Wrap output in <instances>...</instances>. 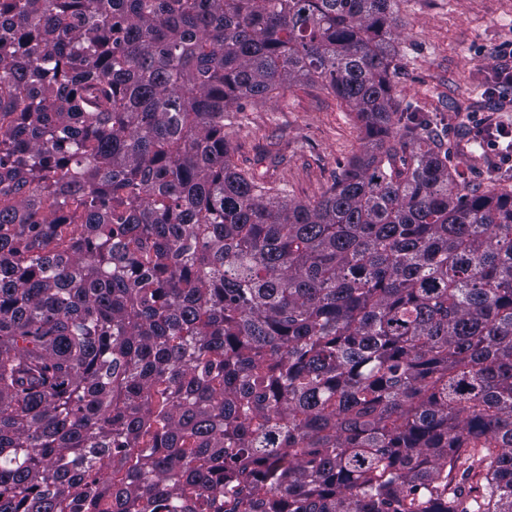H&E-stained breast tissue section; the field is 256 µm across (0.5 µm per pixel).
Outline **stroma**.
I'll return each instance as SVG.
<instances>
[{"label": "stroma", "instance_id": "stroma-1", "mask_svg": "<svg viewBox=\"0 0 512 512\" xmlns=\"http://www.w3.org/2000/svg\"><path fill=\"white\" fill-rule=\"evenodd\" d=\"M401 58L394 95L400 107L418 106L431 121L449 167L471 188L489 182L512 189V170L474 142L462 118L486 111L493 51L512 40V0H402ZM224 136L242 170L266 173L298 201L318 199L361 146L350 110L321 84L301 81L271 102L248 101L226 114Z\"/></svg>", "mask_w": 512, "mask_h": 512}]
</instances>
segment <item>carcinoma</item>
Returning <instances> with one entry per match:
<instances>
[{
	"label": "carcinoma",
	"mask_w": 512,
	"mask_h": 512,
	"mask_svg": "<svg viewBox=\"0 0 512 512\" xmlns=\"http://www.w3.org/2000/svg\"><path fill=\"white\" fill-rule=\"evenodd\" d=\"M397 5L0 0V512H512V192ZM300 80L363 131L313 203L224 139Z\"/></svg>",
	"instance_id": "carcinoma-1"
}]
</instances>
